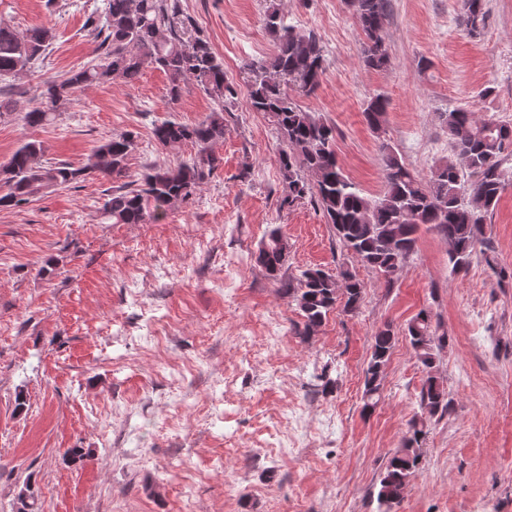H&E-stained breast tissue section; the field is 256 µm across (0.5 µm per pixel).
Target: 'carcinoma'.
I'll return each instance as SVG.
<instances>
[{
  "label": "carcinoma",
  "instance_id": "obj_1",
  "mask_svg": "<svg viewBox=\"0 0 512 512\" xmlns=\"http://www.w3.org/2000/svg\"><path fill=\"white\" fill-rule=\"evenodd\" d=\"M348 5L363 35L364 67H387L390 0H348ZM485 15L484 0H459L460 25L468 34H477L471 22L476 19L483 26ZM264 26L277 50L268 62L249 65L254 80L248 106L274 118L284 143L280 170L285 195L280 206L291 208L307 198L314 201L342 247L363 265L389 274L385 278L388 284L393 281L391 275L415 253L423 229L435 231L448 245L450 273L467 270L477 246L484 243L487 217L512 180V171L503 168L504 155H512V125L479 118L465 109L440 113L459 162L441 163L427 178L407 167L389 143L381 142L384 192L373 198L339 164L335 128L304 110L284 90L287 82L307 94L319 86L324 55L318 38L311 31L288 24L275 5L266 11ZM100 31L104 32V53L99 63L72 70L61 80L47 81L44 106L24 113L23 120L30 127L45 125L70 103L76 89L116 81L134 84L147 66L166 73L168 96L173 102L180 98L185 82H195L214 100L216 108L194 124L166 121L153 129L161 146L189 142L196 147L194 156L175 167H149L139 180L112 187L99 208L105 224L159 223L177 205L191 200L222 163L215 146L224 141V112L234 106L237 86L226 79L223 58L183 14L180 0H106ZM54 38L53 29L46 26L19 32L1 25L0 81L27 70ZM387 108L388 100L380 94L367 101L363 114L374 131L381 130ZM133 146L130 134L105 139L95 148L90 164L75 168L45 161L42 144L27 141L0 165V209L19 207L90 176L118 181L126 177ZM287 255L288 243L280 231L269 230L259 244L258 262L274 276ZM365 290L364 282L350 271L339 281L319 268L302 271L296 283L285 289L303 317L298 335H315L340 302L344 313H356ZM404 335L417 362L427 371L418 394L423 415L411 421V436L380 475L376 512H393L400 504L421 463L427 417L450 409L447 393L435 374L446 337L436 335L432 318L423 309L406 324ZM395 340L396 333L389 324L372 337L362 395L366 410L375 408L380 400L383 374ZM17 500V512H43L39 495L28 484Z\"/></svg>",
  "mask_w": 512,
  "mask_h": 512
}]
</instances>
